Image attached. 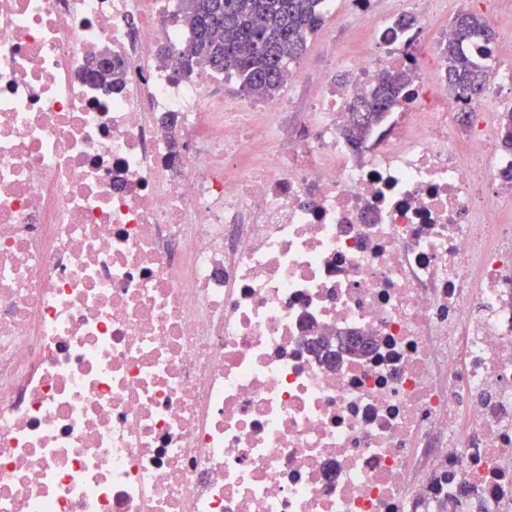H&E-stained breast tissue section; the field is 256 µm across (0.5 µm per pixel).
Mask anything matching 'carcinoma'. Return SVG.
Masks as SVG:
<instances>
[{
  "mask_svg": "<svg viewBox=\"0 0 512 512\" xmlns=\"http://www.w3.org/2000/svg\"><path fill=\"white\" fill-rule=\"evenodd\" d=\"M322 0H179V11L190 32L187 68L206 65L237 78L241 92L252 99L274 97L283 85L288 63L306 50L308 35L323 22ZM494 41L487 22L474 13L453 21V37L442 47L448 87L464 95L484 89L485 68L472 60L464 45ZM116 84L121 67L97 61L92 74ZM408 73L396 70L356 97L348 107L343 134L359 145L395 111L403 99ZM501 143L512 151V111L502 113Z\"/></svg>",
  "mask_w": 512,
  "mask_h": 512,
  "instance_id": "1",
  "label": "carcinoma"
}]
</instances>
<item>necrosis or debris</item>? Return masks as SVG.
Here are the masks:
<instances>
[{
    "mask_svg": "<svg viewBox=\"0 0 512 512\" xmlns=\"http://www.w3.org/2000/svg\"><path fill=\"white\" fill-rule=\"evenodd\" d=\"M351 5L354 82L287 109L183 75L176 0H0V512H512V47L467 97L447 0ZM408 79L406 71L394 70L349 104L342 130L351 144H362L384 123L389 112H395L403 99ZM361 103L364 104L363 108H359ZM362 112H366L365 119L361 118Z\"/></svg>",
    "mask_w": 512,
    "mask_h": 512,
    "instance_id": "obj_1",
    "label": "necrosis or debris"
}]
</instances>
